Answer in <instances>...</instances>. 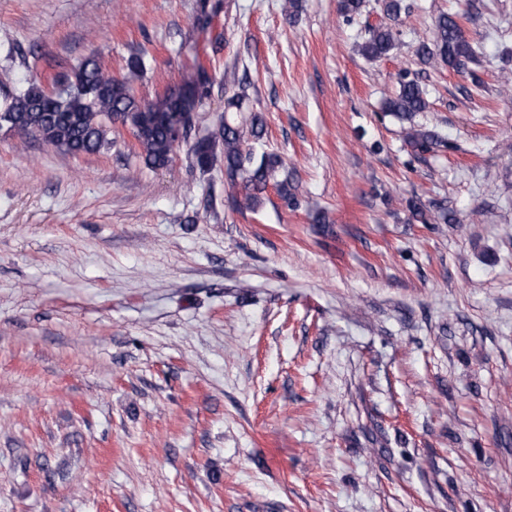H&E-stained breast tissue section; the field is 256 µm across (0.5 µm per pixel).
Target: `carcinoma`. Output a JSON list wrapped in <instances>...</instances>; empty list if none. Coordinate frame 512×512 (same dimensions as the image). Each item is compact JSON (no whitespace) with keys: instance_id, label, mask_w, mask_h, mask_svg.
<instances>
[{"instance_id":"obj_1","label":"carcinoma","mask_w":512,"mask_h":512,"mask_svg":"<svg viewBox=\"0 0 512 512\" xmlns=\"http://www.w3.org/2000/svg\"><path fill=\"white\" fill-rule=\"evenodd\" d=\"M399 46L400 32L382 23L369 29L360 52L370 60H378L392 55ZM416 56L424 65H444L459 71L477 61V50L463 34L459 17L442 13L435 20L433 40L419 44ZM145 73L140 54L131 55L125 73L117 77L104 68L98 54L92 53L69 71L50 73L45 86L36 80L24 85L0 83V132L34 137L79 157L96 154L116 143L109 134L118 124L132 134L138 146L137 156L145 165L159 169L173 159L177 144L172 128L182 119L185 140L192 141V165L208 172L216 164H223L231 185L241 188L242 196L232 197L233 204L255 210L262 202L261 194L270 186L281 200H292L282 158L274 153L258 155L245 148L249 139L263 138L264 123L259 115L253 113L239 122L222 118L204 134L192 132L190 113L209 96L211 77L204 66H197L195 79L170 88L151 101L135 94V83ZM428 107L420 83L405 71L399 73L398 91L386 99L384 109L409 122L405 140L420 151L443 145L434 132L412 124L414 114Z\"/></svg>"}]
</instances>
